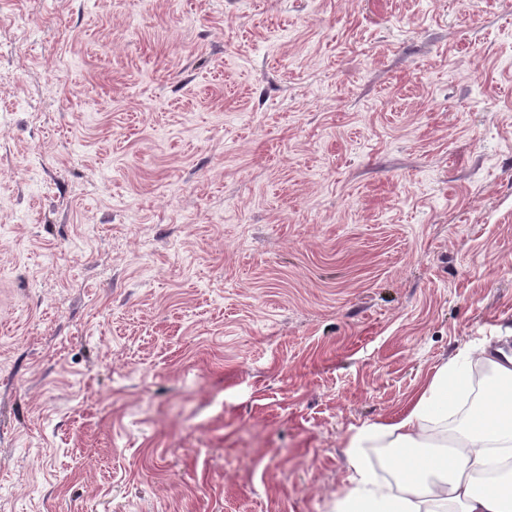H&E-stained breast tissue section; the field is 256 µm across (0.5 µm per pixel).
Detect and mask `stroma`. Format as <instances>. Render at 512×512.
I'll use <instances>...</instances> for the list:
<instances>
[{"mask_svg": "<svg viewBox=\"0 0 512 512\" xmlns=\"http://www.w3.org/2000/svg\"><path fill=\"white\" fill-rule=\"evenodd\" d=\"M495 336L512 0H0V512H331Z\"/></svg>", "mask_w": 512, "mask_h": 512, "instance_id": "1", "label": "stroma"}]
</instances>
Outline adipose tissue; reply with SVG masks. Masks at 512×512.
<instances>
[{
	"label": "adipose tissue",
	"instance_id": "1",
	"mask_svg": "<svg viewBox=\"0 0 512 512\" xmlns=\"http://www.w3.org/2000/svg\"><path fill=\"white\" fill-rule=\"evenodd\" d=\"M481 358L506 388L457 426L448 415L467 394L471 374L448 362L400 415L351 429L334 512H512V355L497 348ZM369 448L387 449L392 483L379 481Z\"/></svg>",
	"mask_w": 512,
	"mask_h": 512
}]
</instances>
